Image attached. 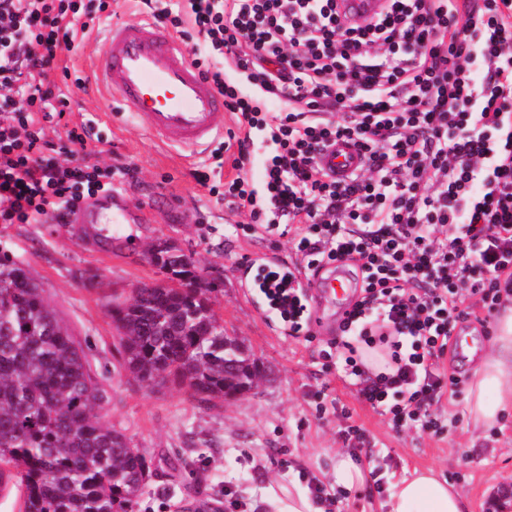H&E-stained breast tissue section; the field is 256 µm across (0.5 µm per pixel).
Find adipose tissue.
I'll list each match as a JSON object with an SVG mask.
<instances>
[{
  "label": "adipose tissue",
  "instance_id": "1",
  "mask_svg": "<svg viewBox=\"0 0 512 512\" xmlns=\"http://www.w3.org/2000/svg\"><path fill=\"white\" fill-rule=\"evenodd\" d=\"M468 416L480 431L496 426L512 412V306L498 318L495 335L474 369L468 394ZM384 512H466L462 494L434 469H421L395 481Z\"/></svg>",
  "mask_w": 512,
  "mask_h": 512
}]
</instances>
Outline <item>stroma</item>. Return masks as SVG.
<instances>
[{"label":"stroma","instance_id":"35a3bbf8","mask_svg":"<svg viewBox=\"0 0 512 512\" xmlns=\"http://www.w3.org/2000/svg\"><path fill=\"white\" fill-rule=\"evenodd\" d=\"M143 0H114L90 40L66 57L69 78L60 79L74 123L94 120L112 145L100 165L129 164L138 180L122 184L128 202L144 213L130 224H1L0 251L28 266L44 295L88 353L103 388L101 414L122 429L145 455L152 475L135 512H270V498L308 474L339 497V512H380L390 487L416 469L435 468L464 496L468 512H494L498 491L512 486V418L503 428L473 431L467 396L442 397L439 409L452 428L432 436L395 431L387 416L362 404L352 379L342 377L328 357V337L280 336L243 296L240 273L256 252L289 256L286 237L272 232L252 237L240 231L245 213L228 210L210 188H223L229 163L215 146L194 157L161 144L112 96L74 86L92 76L91 63L115 21L146 16ZM210 176L208 186L193 170ZM167 241L191 255L207 278L226 335L244 341L264 376L252 390L203 403L170 386L147 388L122 368L116 326L108 302L129 297L143 284L163 282L145 248ZM327 412H320V405ZM361 426L370 460L363 486L336 480L340 431Z\"/></svg>","mask_w":512,"mask_h":512}]
</instances>
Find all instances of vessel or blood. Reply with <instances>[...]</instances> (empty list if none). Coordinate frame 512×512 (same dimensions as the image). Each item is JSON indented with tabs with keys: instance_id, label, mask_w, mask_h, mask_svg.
<instances>
[{
	"instance_id": "vessel-or-blood-1",
	"label": "vessel or blood",
	"mask_w": 512,
	"mask_h": 512,
	"mask_svg": "<svg viewBox=\"0 0 512 512\" xmlns=\"http://www.w3.org/2000/svg\"><path fill=\"white\" fill-rule=\"evenodd\" d=\"M339 4L343 13L362 25L382 10L385 0H339ZM94 67L106 91L142 119L164 145L195 151L223 133V99L189 62L185 48L153 20L113 23ZM363 161L358 149L344 140L318 157L320 166L338 179L350 175ZM131 215L123 192L116 190L84 202L67 221L123 224ZM263 264L290 273L293 285L302 286L310 305L330 299L343 311L351 303L354 284L344 272L308 279L277 258H264Z\"/></svg>"
}]
</instances>
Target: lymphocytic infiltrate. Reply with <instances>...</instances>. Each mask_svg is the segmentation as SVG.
Returning a JSON list of instances; mask_svg holds the SVG:
<instances>
[{
  "mask_svg": "<svg viewBox=\"0 0 512 512\" xmlns=\"http://www.w3.org/2000/svg\"><path fill=\"white\" fill-rule=\"evenodd\" d=\"M149 15L194 33V66L240 135L224 202L252 233L286 226L306 271L346 260L356 297L333 344L360 402L396 430L438 435L434 410L460 377L441 370L456 325L512 301V0H386L345 23L337 0H145ZM108 0H0V223H65L111 191L92 125L64 126L63 53ZM278 104L269 112V104ZM63 126L71 157L47 153ZM339 139L366 166L338 181L316 163ZM293 332L309 317L278 271L258 276ZM473 310H465V299ZM378 339L390 373L358 343ZM384 347L373 344L367 346L364 343L359 344L358 350L363 358L366 365L375 373H388L392 371L390 360L388 359Z\"/></svg>",
  "mask_w": 512,
  "mask_h": 512,
  "instance_id": "f902f5d3",
  "label": "lymphocytic infiltrate"
}]
</instances>
